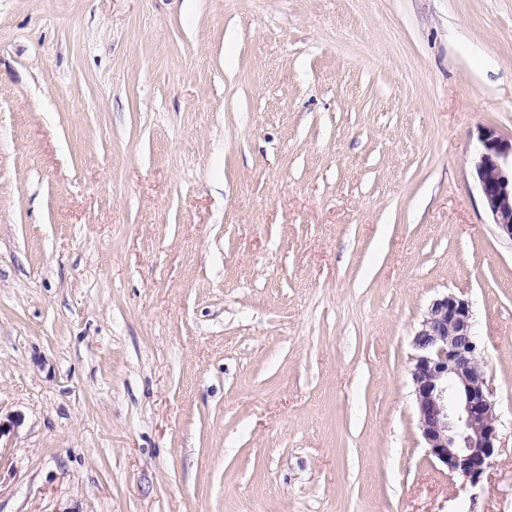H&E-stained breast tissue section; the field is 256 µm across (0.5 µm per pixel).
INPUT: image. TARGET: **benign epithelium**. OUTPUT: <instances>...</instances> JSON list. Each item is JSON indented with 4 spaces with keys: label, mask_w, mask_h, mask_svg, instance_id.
Returning <instances> with one entry per match:
<instances>
[{
    "label": "benign epithelium",
    "mask_w": 512,
    "mask_h": 512,
    "mask_svg": "<svg viewBox=\"0 0 512 512\" xmlns=\"http://www.w3.org/2000/svg\"><path fill=\"white\" fill-rule=\"evenodd\" d=\"M472 171L491 223L512 240V138L483 134ZM412 346L410 377L428 455L476 488L492 466L498 431L468 301L452 294L435 299Z\"/></svg>",
    "instance_id": "1"
}]
</instances>
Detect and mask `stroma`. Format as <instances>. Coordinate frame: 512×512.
Wrapping results in <instances>:
<instances>
[{"label": "stroma", "instance_id": "stroma-1", "mask_svg": "<svg viewBox=\"0 0 512 512\" xmlns=\"http://www.w3.org/2000/svg\"><path fill=\"white\" fill-rule=\"evenodd\" d=\"M512 0H0V512H512ZM469 301L499 430L427 453ZM472 171L491 224L512 241V137L483 134L473 153ZM412 346L410 377L428 455L476 488L492 466L498 431L468 301L452 294L435 299Z\"/></svg>", "mask_w": 512, "mask_h": 512}]
</instances>
